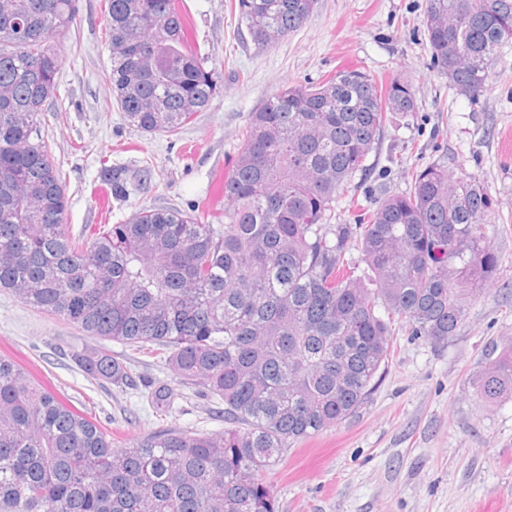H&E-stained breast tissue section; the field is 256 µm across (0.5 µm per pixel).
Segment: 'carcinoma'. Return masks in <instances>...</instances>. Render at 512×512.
Wrapping results in <instances>:
<instances>
[{
	"mask_svg": "<svg viewBox=\"0 0 512 512\" xmlns=\"http://www.w3.org/2000/svg\"><path fill=\"white\" fill-rule=\"evenodd\" d=\"M318 0H237L253 43L301 29ZM108 78L117 108L150 134L176 136L223 84L193 50L184 0H106ZM78 0H0V290L85 335L172 370L224 402L229 427L162 428L132 442L74 411L0 356V512H278L265 473L288 445L348 419L388 364L397 326L453 336L467 300L493 279L495 201L438 163L406 171L355 224H332L336 198L368 170L391 118L417 112L410 82L342 71L289 86L251 113L224 182V223L206 210L143 209L74 237L60 165L40 114L57 100ZM431 60L471 98L512 40V0H425ZM117 200L129 171L103 165ZM367 271L345 261L352 248ZM117 388L130 367L106 347L72 354ZM479 395H512V348ZM156 416L181 394L145 379Z\"/></svg>",
	"mask_w": 512,
	"mask_h": 512,
	"instance_id": "cac0c4a2",
	"label": "carcinoma"
}]
</instances>
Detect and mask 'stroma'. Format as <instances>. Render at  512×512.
Here are the masks:
<instances>
[{
    "label": "stroma",
    "instance_id": "obj_1",
    "mask_svg": "<svg viewBox=\"0 0 512 512\" xmlns=\"http://www.w3.org/2000/svg\"><path fill=\"white\" fill-rule=\"evenodd\" d=\"M236 0H186L188 34L224 90L176 136L132 126L106 78L104 0H79L62 59L58 100L42 125L60 162L66 222L73 235L121 224L141 209L191 210L206 203L223 220L224 176L237 156L248 115L278 89L319 82L340 70L408 79L418 110L394 118L369 158L366 179L336 201V221L351 224L360 205L402 193L403 172L435 162L476 177L497 203L488 240L497 275L468 301L454 336L434 343L402 328L364 404L345 422L288 448L267 474L278 512H512V398L488 403L477 387L501 350L512 346V42L499 48L487 91L472 99L433 66L424 0H319L306 25L275 45L255 46ZM133 170L149 163L123 200L112 197L101 163ZM61 320L0 292V354L47 387L132 440L155 430L224 428V407L192 396L166 420L131 392L86 380L70 359L98 346Z\"/></svg>",
    "mask_w": 512,
    "mask_h": 512
}]
</instances>
